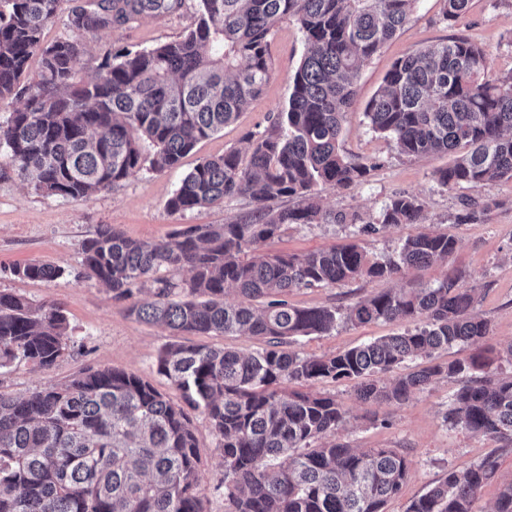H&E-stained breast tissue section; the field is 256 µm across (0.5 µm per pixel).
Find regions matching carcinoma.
Returning <instances> with one entry per match:
<instances>
[{"instance_id": "carcinoma-1", "label": "carcinoma", "mask_w": 512, "mask_h": 512, "mask_svg": "<svg viewBox=\"0 0 512 512\" xmlns=\"http://www.w3.org/2000/svg\"><path fill=\"white\" fill-rule=\"evenodd\" d=\"M64 0H3L0 7V99L23 106L0 122V166L51 196L83 199L120 185L143 163L177 166L201 140L224 129L261 94L269 47L293 20L305 53L288 107L247 134L241 151L199 163L167 202L173 213L248 196L256 207L241 224H187L156 241L133 240L109 226L82 245L87 277L115 297L149 291L127 313L160 323L175 336L241 333L263 340L245 353L169 343L157 372L180 392L172 401L135 373L89 370L22 398L0 392V512H205L198 495L201 453L190 412L209 422L224 464V512H383L407 478L409 459L391 448L360 450L336 441L346 410L336 396L311 391L323 380L354 382L359 400L403 404L441 377L463 385L444 422L512 442V373L482 356L383 376L419 356L489 335L474 312L473 289L448 275L435 288H400L340 312L298 308L284 296L360 278H398L414 266L447 262L446 234L407 236L376 258L360 245L309 253L263 246L290 224H341L357 233L421 224L423 201L399 193L377 216L328 211L319 186L345 187L377 167L339 145L362 65L408 22L417 0H197V20L181 37L150 49L107 54L88 79L77 69L83 38L177 13L184 0H83L70 8L73 35L42 43ZM443 18L465 14L470 0H442ZM40 67L25 76L28 61ZM365 118L397 152L454 154L435 172L445 189L488 191L512 179V70L494 73L478 44L462 37L397 59ZM293 198L274 211L265 202ZM186 271L189 277L175 279ZM13 275L53 280L63 270L33 261ZM237 300L226 301L229 292ZM421 320L335 355L287 349L297 337L353 326ZM69 323L55 304L0 291V368L49 367L64 356ZM499 465L489 455L446 477L406 512H472L478 491ZM494 512H512V480Z\"/></svg>"}]
</instances>
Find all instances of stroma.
<instances>
[{
    "label": "stroma",
    "instance_id": "1",
    "mask_svg": "<svg viewBox=\"0 0 512 512\" xmlns=\"http://www.w3.org/2000/svg\"><path fill=\"white\" fill-rule=\"evenodd\" d=\"M442 6V0H417L408 23L361 68L340 145L353 159L378 160V167L361 181L346 187L327 186L319 192L324 208L356 212L367 221L392 196L414 194L425 205V221L391 226L370 235L354 234L351 227L339 224H293L267 248L307 253L355 242L380 255L392 252L407 236L421 231L453 237L456 249L445 265L410 268L399 282L362 278L302 289L291 292L287 300L299 308L342 309L399 285L430 287L444 274H457L463 287L474 289L476 308L488 321L490 335L475 344L453 346L441 353V361L465 359L492 347L499 352L495 366L508 372L512 360L504 357L502 350L512 343V179L501 180L491 188L488 196L492 204L477 220L458 222L463 200L480 197L481 192L471 188L446 190L434 182V173L448 166L450 155H399L373 132L364 116L367 102L382 86L396 59L454 35L482 46L494 72L512 70V0H471L467 12L451 22L444 21ZM196 10L197 0H185L183 8L167 18H146L131 29L115 28L87 37L86 52L77 67L88 77L108 50L146 49L177 39L192 26ZM270 53L272 69L262 93L236 121L200 141L177 168L156 172L145 166L120 186L77 200L46 195L13 172L0 171V291L24 296L36 304H59L69 319L64 357L43 369L26 365L0 369V391L25 396L90 369L114 368L134 372L172 400H179V392L157 372L158 352L173 340L170 330L129 317L125 302L114 299L101 282L86 278L81 246L106 224L129 238L151 241L165 238L180 224L246 220L254 203L245 196L185 214L171 213L166 203L183 176L197 164L221 156L229 148H244L247 133L262 131L268 116L287 106L293 76L304 53L303 34L294 22L286 20L278 25ZM30 261L62 268L63 274L51 281L12 274L13 266ZM404 330L401 323L341 324L331 333L299 338L294 348L303 355H332ZM460 385V379H442L399 406L360 402L352 382L346 380L315 384V391L336 396L347 412V422L336 434L338 441L356 448H393L408 457L410 466L402 492L387 502L384 512H406L409 504L442 480L448 469L464 470L493 454L498 458V478L485 484L473 503L474 512H492L501 480L512 478V443L448 427L444 415ZM194 423L203 461L199 495L206 512H224L220 488L224 465L216 438L202 415H195Z\"/></svg>",
    "mask_w": 512,
    "mask_h": 512
}]
</instances>
